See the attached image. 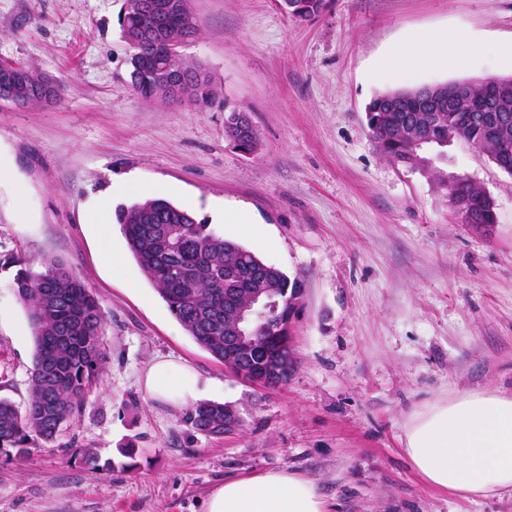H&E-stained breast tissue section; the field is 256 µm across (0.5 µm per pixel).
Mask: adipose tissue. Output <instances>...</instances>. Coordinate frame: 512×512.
Masks as SVG:
<instances>
[{"mask_svg":"<svg viewBox=\"0 0 512 512\" xmlns=\"http://www.w3.org/2000/svg\"><path fill=\"white\" fill-rule=\"evenodd\" d=\"M512 64V41L488 43L465 31L419 33L398 47L380 71L466 68ZM150 399L176 407L195 403L202 379L168 358L142 376ZM404 451L429 485L471 497L512 493V398L473 392L416 412L404 433ZM205 512H333L316 484L294 472L268 471L225 480L208 496Z\"/></svg>","mask_w":512,"mask_h":512,"instance_id":"adipose-tissue-1","label":"adipose tissue"}]
</instances>
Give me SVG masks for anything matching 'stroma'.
<instances>
[{
  "label": "stroma",
  "instance_id": "obj_1",
  "mask_svg": "<svg viewBox=\"0 0 512 512\" xmlns=\"http://www.w3.org/2000/svg\"><path fill=\"white\" fill-rule=\"evenodd\" d=\"M123 4L0 0V59L63 88L47 105L0 100V256L60 259L99 299L108 361L62 439L111 464L93 470L56 447L0 454V512H204L225 479L282 469L313 480L335 512H512L508 493L429 486L402 442L433 401L512 396V175L450 145L439 170L479 183L496 207V223H462L433 173L377 149L364 112L379 93L488 77L481 63L409 77L376 65L416 32L511 41L512 0H327L303 23L275 0H191L199 34L181 53L211 79L205 105L133 91ZM234 110L258 132L252 154L224 132ZM124 180L156 186L224 239L228 212L265 229L258 256L305 286L287 382L253 385L199 346L120 225L111 244L124 267L104 262L95 210ZM14 274L0 267V397L22 408L35 342ZM160 356L195 368L203 401L232 407L237 429L207 436L150 400L140 377Z\"/></svg>",
  "mask_w": 512,
  "mask_h": 512
}]
</instances>
